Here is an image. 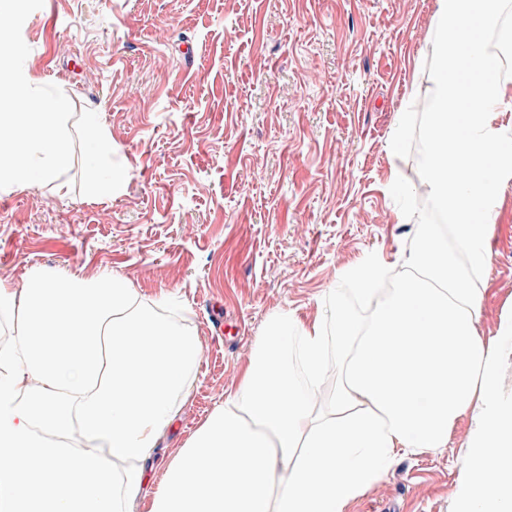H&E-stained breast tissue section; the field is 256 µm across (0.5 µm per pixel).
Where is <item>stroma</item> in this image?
Here are the masks:
<instances>
[{
  "label": "stroma",
  "mask_w": 512,
  "mask_h": 512,
  "mask_svg": "<svg viewBox=\"0 0 512 512\" xmlns=\"http://www.w3.org/2000/svg\"><path fill=\"white\" fill-rule=\"evenodd\" d=\"M436 12L437 0H25L18 57L68 97L72 158L63 192L0 191V279L109 272L184 306L202 356L148 488L234 392L272 313L314 315L342 269L413 248L390 178L426 180ZM96 105L130 168L100 199L81 125ZM491 245L486 338L512 301V183ZM467 433L459 423L447 447L401 457L345 512H455Z\"/></svg>",
  "instance_id": "stroma-1"
}]
</instances>
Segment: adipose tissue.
I'll return each mask as SVG.
<instances>
[{
  "label": "adipose tissue",
  "instance_id": "ef3b65f1",
  "mask_svg": "<svg viewBox=\"0 0 512 512\" xmlns=\"http://www.w3.org/2000/svg\"><path fill=\"white\" fill-rule=\"evenodd\" d=\"M501 0H438L427 151L432 212L412 250L372 252L311 317L281 311L258 336L233 394L146 494L158 439L192 395L201 357L182 309L108 273L44 270L0 280V512H344L403 454L448 445L458 422L457 512H512V311L480 335L491 226L512 181V80L488 79ZM0 191L57 184L71 151L69 102L0 64ZM100 114L82 116L95 196L129 178ZM324 402L312 390L327 372ZM79 435L72 443L71 435Z\"/></svg>",
  "mask_w": 512,
  "mask_h": 512
}]
</instances>
